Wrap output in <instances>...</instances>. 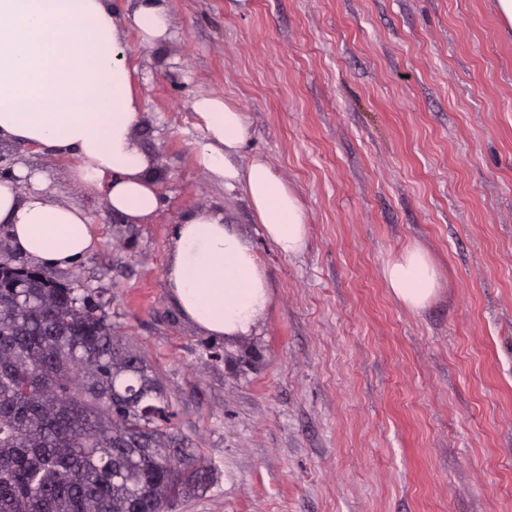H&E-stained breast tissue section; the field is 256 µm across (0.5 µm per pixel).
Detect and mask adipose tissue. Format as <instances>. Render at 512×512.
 I'll return each mask as SVG.
<instances>
[{
  "label": "adipose tissue",
  "mask_w": 512,
  "mask_h": 512,
  "mask_svg": "<svg viewBox=\"0 0 512 512\" xmlns=\"http://www.w3.org/2000/svg\"><path fill=\"white\" fill-rule=\"evenodd\" d=\"M169 22L166 0H139L128 18L146 43L164 38ZM128 52L109 0H0V139L77 156L75 182L103 194L113 212L138 224L159 201L149 161L133 139L141 102ZM192 109L204 130L196 163L225 187L246 193L280 253H300L307 223L298 197L268 163L242 168L235 162L249 138L244 114L217 96L196 98ZM0 224L9 225L12 248L47 268L70 266L97 240L80 207L44 186L21 191L10 179L0 180ZM384 278L412 310L423 308L438 288L433 264L416 247L389 261ZM168 279L183 313L215 336L246 335L270 302L250 242L219 211L186 217Z\"/></svg>",
  "instance_id": "ef3b65f1"
}]
</instances>
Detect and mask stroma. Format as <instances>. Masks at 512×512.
<instances>
[{"instance_id":"stroma-1","label":"stroma","mask_w":512,"mask_h":512,"mask_svg":"<svg viewBox=\"0 0 512 512\" xmlns=\"http://www.w3.org/2000/svg\"><path fill=\"white\" fill-rule=\"evenodd\" d=\"M166 37L127 30L135 143L159 206L132 224L73 159L0 140L82 208L95 249L57 275L157 371L175 431L211 478L169 512H512V32L497 0H168ZM243 112L237 163L267 162L305 210L283 256L247 198L194 153L192 110ZM219 209L270 304L214 336L167 276L186 215ZM409 246L438 289L413 311L386 263Z\"/></svg>"}]
</instances>
